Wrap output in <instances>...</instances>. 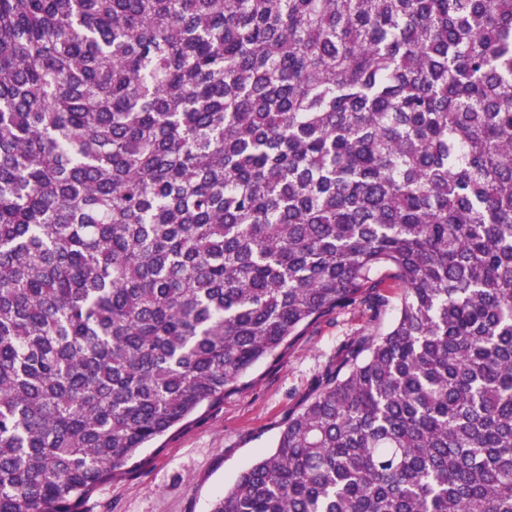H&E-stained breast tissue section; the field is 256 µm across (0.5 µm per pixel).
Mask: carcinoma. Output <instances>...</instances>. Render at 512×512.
I'll use <instances>...</instances> for the list:
<instances>
[{
    "label": "carcinoma",
    "instance_id": "1",
    "mask_svg": "<svg viewBox=\"0 0 512 512\" xmlns=\"http://www.w3.org/2000/svg\"><path fill=\"white\" fill-rule=\"evenodd\" d=\"M382 269L211 512H512V0H0V512H81Z\"/></svg>",
    "mask_w": 512,
    "mask_h": 512
}]
</instances>
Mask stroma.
I'll use <instances>...</instances> for the list:
<instances>
[{"instance_id":"stroma-1","label":"stroma","mask_w":512,"mask_h":512,"mask_svg":"<svg viewBox=\"0 0 512 512\" xmlns=\"http://www.w3.org/2000/svg\"><path fill=\"white\" fill-rule=\"evenodd\" d=\"M398 295V289H387L388 302L376 315L349 308L324 318L278 360L258 362L221 404L144 449L140 465L122 468L94 491L83 512H210L245 466L274 447L339 348L390 328Z\"/></svg>"}]
</instances>
